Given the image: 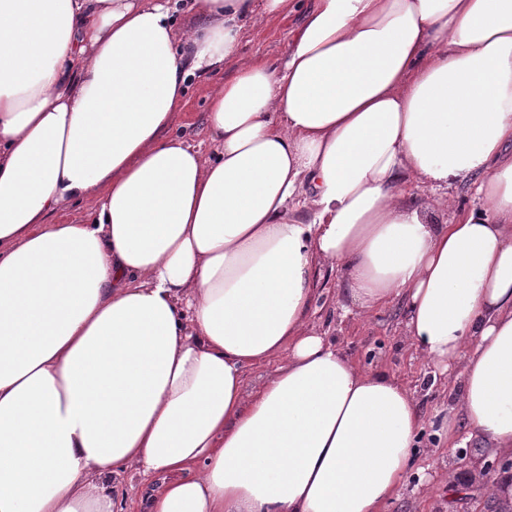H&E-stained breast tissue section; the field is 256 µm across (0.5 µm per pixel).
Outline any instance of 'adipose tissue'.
I'll return each instance as SVG.
<instances>
[{"mask_svg":"<svg viewBox=\"0 0 512 512\" xmlns=\"http://www.w3.org/2000/svg\"><path fill=\"white\" fill-rule=\"evenodd\" d=\"M325 267L512 455V0H0V512H381L426 422L312 322ZM300 14L289 21H261L245 32L242 52L248 56L264 55L272 60L285 55L288 49L289 31L300 23ZM213 77L194 78L189 86V104L178 118V129L192 143L209 148V134L205 125V112L208 108L207 94L214 82Z\"/></svg>","mask_w":512,"mask_h":512,"instance_id":"adipose-tissue-1","label":"adipose tissue"}]
</instances>
